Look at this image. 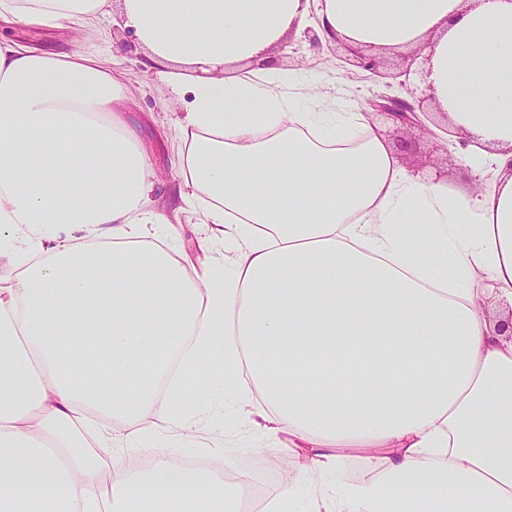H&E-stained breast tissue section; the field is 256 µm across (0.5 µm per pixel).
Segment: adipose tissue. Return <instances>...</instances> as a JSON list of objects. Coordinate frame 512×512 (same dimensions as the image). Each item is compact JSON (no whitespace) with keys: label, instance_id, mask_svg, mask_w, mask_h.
<instances>
[{"label":"adipose tissue","instance_id":"obj_1","mask_svg":"<svg viewBox=\"0 0 512 512\" xmlns=\"http://www.w3.org/2000/svg\"><path fill=\"white\" fill-rule=\"evenodd\" d=\"M311 19L375 47L435 34L426 83L491 187L408 174L365 113L268 64ZM111 20V0H0L6 31ZM121 20L187 97L169 213L111 52L0 37V244L21 242L0 512H223L234 485L154 443L194 454L221 389L310 451L270 512H512V338L480 306L512 300V0H123ZM185 212L217 247L199 272L145 239ZM341 448L386 455L340 484Z\"/></svg>","mask_w":512,"mask_h":512}]
</instances>
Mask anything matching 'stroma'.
Wrapping results in <instances>:
<instances>
[{
  "mask_svg": "<svg viewBox=\"0 0 512 512\" xmlns=\"http://www.w3.org/2000/svg\"><path fill=\"white\" fill-rule=\"evenodd\" d=\"M15 38L44 43L49 47L71 51L88 49L96 45L99 30L94 26H78L67 31L44 33L38 30H18ZM108 40L114 46L116 67L126 74V83L138 105L131 119L142 128L143 146L153 155L158 167L153 199L158 208L170 210L179 200L181 182L176 174L174 161L177 136L172 120L182 112L183 103L169 85L154 73L145 71L147 49L136 36L119 25H112ZM417 46L386 50L381 54L382 64L376 74H369L353 66L348 53L341 45H314L304 33L289 36L286 46L276 47L273 58L276 64L288 70H305L323 81L330 92L341 93L357 109H364L365 101L378 94L401 93L403 85L417 86L422 82L421 64L412 63ZM423 128L400 129L392 122L374 117L376 128L390 141L410 136L417 137L419 147L411 154H399L400 166L408 173L431 176L449 185L474 190L476 182L468 156L459 140L448 132L446 118L424 104ZM164 236L177 245L186 265L201 268L210 255L211 241L204 225L184 222L168 224ZM256 417L243 418L235 414L218 416L206 413V442L221 448V463L236 470L254 468L275 475L278 483H288L297 470L294 451L288 448L287 435L270 438L256 426Z\"/></svg>",
  "mask_w": 512,
  "mask_h": 512,
  "instance_id": "stroma-1",
  "label": "stroma"
}]
</instances>
